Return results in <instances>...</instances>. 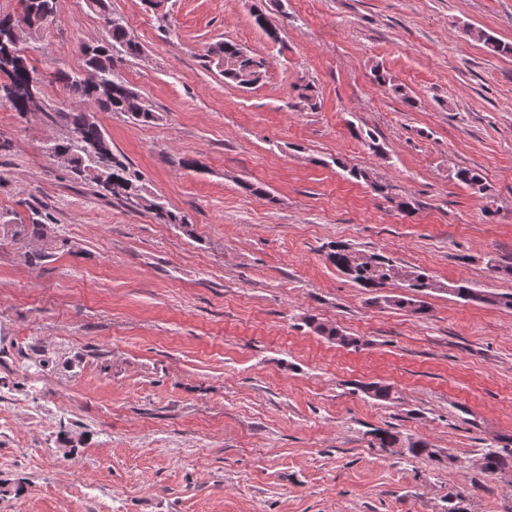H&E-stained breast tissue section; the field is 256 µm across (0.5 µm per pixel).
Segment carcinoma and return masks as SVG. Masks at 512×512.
I'll list each match as a JSON object with an SVG mask.
<instances>
[{
	"instance_id": "1",
	"label": "carcinoma",
	"mask_w": 512,
	"mask_h": 512,
	"mask_svg": "<svg viewBox=\"0 0 512 512\" xmlns=\"http://www.w3.org/2000/svg\"><path fill=\"white\" fill-rule=\"evenodd\" d=\"M87 2L107 26L98 39L83 45V64L77 72L41 71L29 65L27 60V54L40 51V35L58 21L57 0H20L21 13L0 14V100H6L15 111L24 113L30 91L41 95L46 84L52 81L61 84L73 107L72 111L64 113L66 133L45 144L46 153L52 158L66 157L69 172L77 179H88L86 169L95 165L101 172V178L94 180L99 189L134 205L146 206L165 224H177L187 229L189 223L185 216L171 211L163 198L148 195L141 173L112 152L111 142L100 123L88 120L91 112H112L150 125L159 120V115L142 94L130 87L118 73V67L124 61L141 55L140 43L120 20L112 17L109 0ZM252 17L271 41H279L278 29L270 25L266 13L256 7ZM21 25L30 31L31 39L26 44L18 45L13 31ZM468 34L494 53L512 55L511 43L503 42L482 29L470 28ZM205 56L207 62L224 76V80L242 88L257 86L266 74L264 57L251 54L229 40L210 44ZM454 178L475 194L483 197L489 194V186L482 175L474 170L459 169L454 173ZM6 245L23 248L26 261L38 266L54 253L67 250L68 239L56 235L50 225L39 219L22 224L13 219L5 220L0 215V247ZM350 254L349 247L334 244L327 259L356 285L375 293L373 302L403 309L418 318L428 316L429 307L424 297L435 291L439 284L426 271H408L412 276L409 285L412 295H382L379 290L396 279V270L400 266L379 251L370 253L372 264L353 265ZM449 288L451 294L463 301L512 309V293H485L472 287L466 280L457 281ZM303 321L312 331L341 347L357 350L365 345L360 337L349 336L312 316L304 317ZM358 390L376 401L393 399L392 387L381 381L362 383ZM399 444L396 433L382 430L375 435L372 446L386 450ZM482 459L484 473L512 474V437L503 436L499 442L490 444Z\"/></svg>"
}]
</instances>
